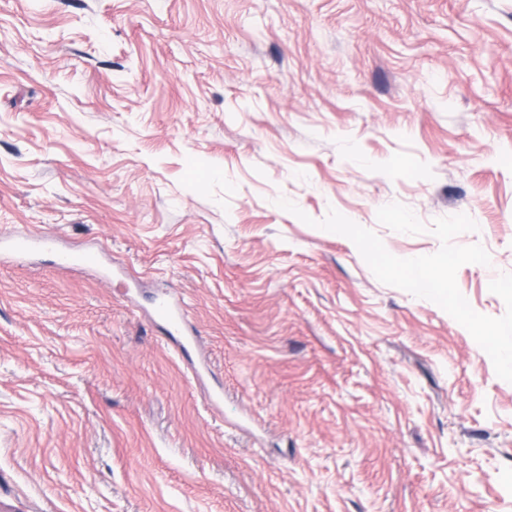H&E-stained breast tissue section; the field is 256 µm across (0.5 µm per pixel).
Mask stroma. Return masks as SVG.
Masks as SVG:
<instances>
[{
  "instance_id": "1",
  "label": "stroma",
  "mask_w": 512,
  "mask_h": 512,
  "mask_svg": "<svg viewBox=\"0 0 512 512\" xmlns=\"http://www.w3.org/2000/svg\"><path fill=\"white\" fill-rule=\"evenodd\" d=\"M332 209L467 214L504 314L512 0H0V238L98 253L0 265V512H512V383ZM154 313L158 319L166 323L168 335L174 336L182 332L184 312L179 303L162 299L156 304Z\"/></svg>"
}]
</instances>
